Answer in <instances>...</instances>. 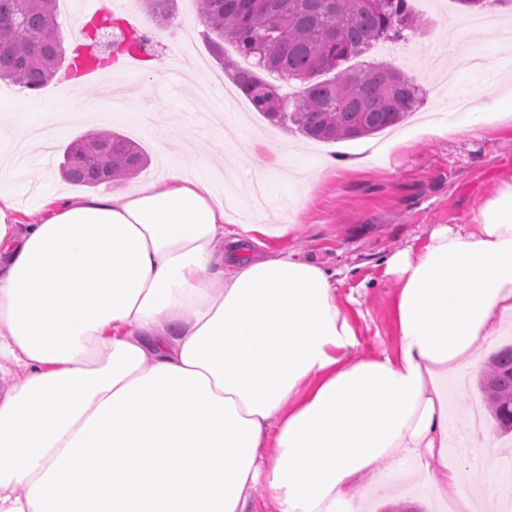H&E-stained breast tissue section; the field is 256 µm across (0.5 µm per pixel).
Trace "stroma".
Wrapping results in <instances>:
<instances>
[{"label":"stroma","instance_id":"35a3bbf8","mask_svg":"<svg viewBox=\"0 0 512 512\" xmlns=\"http://www.w3.org/2000/svg\"><path fill=\"white\" fill-rule=\"evenodd\" d=\"M423 23L421 34L394 42L389 53H365L359 64H392L419 85L424 96L405 122L406 128L387 140L371 136L340 143L309 140L292 129L268 136L265 120L255 117L254 129L242 130L234 141L237 153L276 183L270 194L281 221L296 225L290 238H270V247L290 246L321 266L345 269L337 303L358 331L359 352L376 354L396 346L395 283L386 277L384 256L408 245H424L429 227L468 224L505 182H512V118L466 132L471 113L484 111L491 96L512 97V49L503 48V31L512 28V6L496 8L499 24L479 29L481 48L448 35L473 19L458 0H409ZM194 49L183 55L186 82L177 88L157 58L142 57L141 69L129 76L119 102L104 100L88 84H74L70 109L105 114L104 125L140 144L149 163L139 175L109 186L121 196L158 179L172 164L189 174L202 171L205 154L219 146L208 131L190 135L178 124L157 131L133 121L134 113L154 111L164 103L170 112L218 109L222 99L206 93L196 71L198 59H212L211 41L197 12V0H175L174 18L165 26L166 44L176 47L184 32ZM428 114L449 115L453 132L420 135ZM71 134L58 135L52 147L33 141L22 149L26 164L21 178L10 179L12 195L25 223L43 220L47 195H89V188L66 181L61 174ZM343 158L344 165L331 162ZM479 368L461 367L449 377L448 466L463 470L465 483L481 489L512 487V437L499 438L500 452L489 462L472 465L475 454L460 428L461 416L481 402Z\"/></svg>","mask_w":512,"mask_h":512}]
</instances>
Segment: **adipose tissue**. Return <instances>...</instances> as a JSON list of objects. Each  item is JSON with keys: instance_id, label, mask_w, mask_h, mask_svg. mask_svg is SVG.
I'll use <instances>...</instances> for the list:
<instances>
[{"instance_id": "1", "label": "adipose tissue", "mask_w": 512, "mask_h": 512, "mask_svg": "<svg viewBox=\"0 0 512 512\" xmlns=\"http://www.w3.org/2000/svg\"><path fill=\"white\" fill-rule=\"evenodd\" d=\"M222 169L123 196L0 190V512H368L365 474L449 468L444 384L512 325V182L474 223L384 257L398 342L357 352L339 271L261 249Z\"/></svg>"}]
</instances>
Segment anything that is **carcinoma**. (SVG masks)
<instances>
[{"label":"carcinoma","mask_w":512,"mask_h":512,"mask_svg":"<svg viewBox=\"0 0 512 512\" xmlns=\"http://www.w3.org/2000/svg\"><path fill=\"white\" fill-rule=\"evenodd\" d=\"M199 17L217 37V62L254 109L308 138L375 135L401 123L421 99L422 89L391 64L350 65L379 41L418 32L408 0H199ZM0 18L19 20L0 31V80L31 90L47 84L66 57L56 0H0ZM226 42L255 68L242 70L225 58ZM279 74L303 86L300 97L281 94L272 82ZM147 163L134 141L113 131L90 133L70 146L62 175L97 188L135 176ZM479 389L493 429L512 432V344L487 360Z\"/></svg>","instance_id":"carcinoma-1"}]
</instances>
